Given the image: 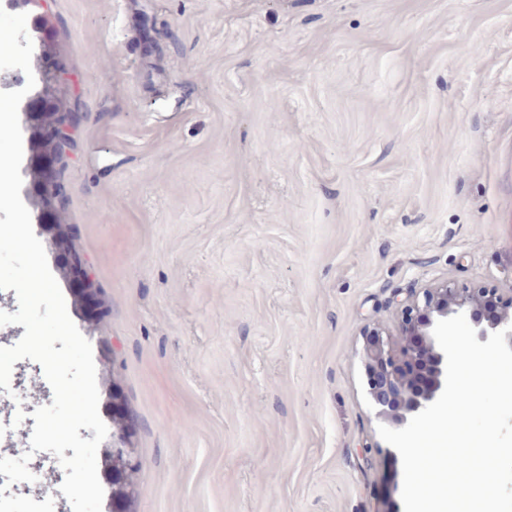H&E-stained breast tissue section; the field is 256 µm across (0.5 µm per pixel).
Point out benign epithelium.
Masks as SVG:
<instances>
[{"mask_svg":"<svg viewBox=\"0 0 512 512\" xmlns=\"http://www.w3.org/2000/svg\"><path fill=\"white\" fill-rule=\"evenodd\" d=\"M49 2L4 0V5L27 13V32L32 42L41 36L48 45L52 39ZM25 84L21 71L0 72L1 90L22 88ZM58 89L65 92L70 89L61 66L53 68L49 85L38 82L23 98L22 122L28 133L24 173L29 178L24 195L33 209L40 234L49 240L54 252L67 253L69 238L65 225L55 218L60 213L64 191L52 164L68 144L78 113L40 112L33 106L34 99L45 93L54 94ZM60 271L69 286L77 316L88 331H93L107 313L101 290L75 255ZM458 313L465 314L477 332L478 341L484 343L489 334L512 325V294L505 296L495 288H466L445 282L412 294L402 302L395 333L377 327L364 331L359 355L365 366L368 393L378 408L379 418L394 426H404L440 396L446 359L433 337V329L439 320ZM108 400L112 401V433L104 449L102 478L110 486L115 504L127 500L128 476L137 461L132 430L116 388L110 389Z\"/></svg>","mask_w":512,"mask_h":512,"instance_id":"obj_1","label":"benign epithelium"}]
</instances>
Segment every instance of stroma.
Listing matches in <instances>:
<instances>
[{"label":"stroma","mask_w":512,"mask_h":512,"mask_svg":"<svg viewBox=\"0 0 512 512\" xmlns=\"http://www.w3.org/2000/svg\"><path fill=\"white\" fill-rule=\"evenodd\" d=\"M61 217L108 313L125 512H404L358 355L397 295L512 293V0H52ZM0 457L51 387L15 363ZM26 496L61 466L36 453Z\"/></svg>","instance_id":"stroma-1"}]
</instances>
